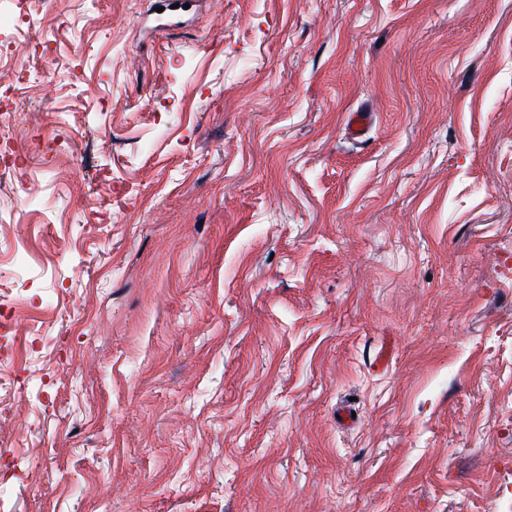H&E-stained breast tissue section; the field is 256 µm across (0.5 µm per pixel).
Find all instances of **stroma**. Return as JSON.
Here are the masks:
<instances>
[{
  "instance_id": "obj_1",
  "label": "stroma",
  "mask_w": 512,
  "mask_h": 512,
  "mask_svg": "<svg viewBox=\"0 0 512 512\" xmlns=\"http://www.w3.org/2000/svg\"><path fill=\"white\" fill-rule=\"evenodd\" d=\"M163 2L0 0V512H512V0Z\"/></svg>"
}]
</instances>
